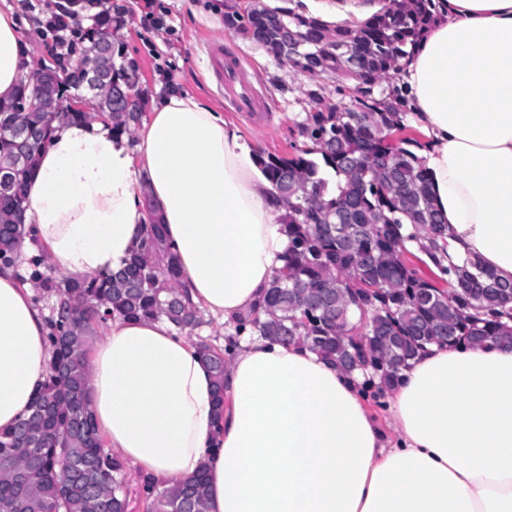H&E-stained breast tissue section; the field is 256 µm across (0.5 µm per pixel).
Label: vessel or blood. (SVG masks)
Here are the masks:
<instances>
[{
  "mask_svg": "<svg viewBox=\"0 0 512 512\" xmlns=\"http://www.w3.org/2000/svg\"><path fill=\"white\" fill-rule=\"evenodd\" d=\"M209 74L218 92L224 97L228 111L251 114L266 111L264 94L244 77V60L225 49L223 41L208 45Z\"/></svg>",
  "mask_w": 512,
  "mask_h": 512,
  "instance_id": "obj_1",
  "label": "vessel or blood"
}]
</instances>
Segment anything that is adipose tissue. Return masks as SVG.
Segmentation results:
<instances>
[{
  "label": "adipose tissue",
  "mask_w": 512,
  "mask_h": 512,
  "mask_svg": "<svg viewBox=\"0 0 512 512\" xmlns=\"http://www.w3.org/2000/svg\"><path fill=\"white\" fill-rule=\"evenodd\" d=\"M404 61L417 154L445 226V259L477 256L512 280V0H434ZM26 54L0 11V101ZM19 258L42 250L76 278L121 267L164 226L193 302L233 328L258 308L287 248L256 148L187 92L151 107L135 138L111 122L55 125L27 182ZM45 315L18 266H0V429L29 411L51 361ZM226 406L188 336L113 314L87 355L90 409L114 455L157 489L198 472L206 512H512V347L432 344L371 408L368 372L242 334Z\"/></svg>",
  "instance_id": "obj_1"
}]
</instances>
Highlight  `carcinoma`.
Returning <instances> with one entry per match:
<instances>
[{"label": "carcinoma", "instance_id": "cac0c4a2", "mask_svg": "<svg viewBox=\"0 0 512 512\" xmlns=\"http://www.w3.org/2000/svg\"><path fill=\"white\" fill-rule=\"evenodd\" d=\"M433 0H399L395 10L385 7L357 26H338L319 17L295 13L284 7L272 10L255 2L228 6L224 23L244 39L282 60L280 33L292 30L306 44L291 67L311 78L336 76L364 79L363 95L348 104H319L298 124L312 146L290 156L259 153L277 199L288 246L283 265L266 292L260 311L241 316L238 328L250 326L261 336L283 344H306L323 358L336 362L354 347L341 337L366 322L361 331L368 349V368L390 387L396 368L381 366L370 337L391 329L397 339L402 364L429 344V336L448 330V344L505 343L509 325L501 323L499 308L512 302V281L498 278L483 262L466 258L443 265L437 240L444 225L434 208L429 179L410 146V137L388 139L406 130L405 96L392 84L433 20ZM109 13L93 20L85 58L95 57L98 44L110 38ZM351 47L357 57L349 70L338 56ZM123 49L112 45V57L100 61L106 82L136 88L131 68L116 59ZM389 83L373 93V88ZM86 92L102 111L109 98L90 90L82 70L75 68L61 82L43 83L46 104L64 98L69 90ZM36 88L21 84L14 99L0 103V245L10 249L24 233L25 184L40 152L46 147L52 123L83 120L88 113L27 112L23 102ZM143 119L140 104L129 112L112 113V130L132 135ZM37 126L43 138L32 142L26 160L12 163L17 133ZM389 164H374L376 156ZM355 160V166L347 164ZM428 240L421 246L448 288L422 278L407 265V243ZM28 281L36 290L34 302L75 298L77 305L64 314H50L47 341L53 350L46 379L35 393L30 412L49 411L32 420L26 416L15 427L0 430V463L9 461L22 472L21 480L0 479V512H128L132 502L124 462L112 454L99 435L90 436L77 421L93 419L86 402L88 371L83 356L95 327L105 319L88 308L104 300L111 310L133 319L164 318L179 332L193 335L202 323L172 258L163 227L154 221L143 228L136 249L123 268L86 278H57L34 256ZM378 291L367 294L364 283ZM265 318H260L259 313ZM307 321H302V315ZM214 377L217 422L224 419V351L204 339L195 342ZM146 498L148 512H205L207 485L199 474L184 484Z\"/></svg>", "mask_w": 512, "mask_h": 512}]
</instances>
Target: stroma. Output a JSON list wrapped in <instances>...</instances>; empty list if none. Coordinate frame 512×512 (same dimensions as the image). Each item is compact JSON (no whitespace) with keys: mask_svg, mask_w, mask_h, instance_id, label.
<instances>
[{"mask_svg":"<svg viewBox=\"0 0 512 512\" xmlns=\"http://www.w3.org/2000/svg\"><path fill=\"white\" fill-rule=\"evenodd\" d=\"M48 0H0V9H11L32 63L51 62L53 48L44 43L38 29ZM168 10L166 26L145 30L135 11V0H110L122 6V23L111 26L114 41L124 48V57L137 69L138 87L145 99L160 98L176 89L199 97L222 112L226 122L236 125L243 137L267 153L286 156L303 147L305 140L298 124L313 111L316 100L346 103L350 100V81L332 76L312 78L277 62L266 51L237 34L224 23L223 12L214 8L216 0H162ZM174 27L175 37H168L167 27ZM221 38L240 52L247 62L248 78L260 87L272 108L257 121L225 111L224 100L212 85L207 69L205 46ZM175 67L172 82L160 74L165 64Z\"/></svg>","mask_w":512,"mask_h":512,"instance_id":"1","label":"stroma"}]
</instances>
